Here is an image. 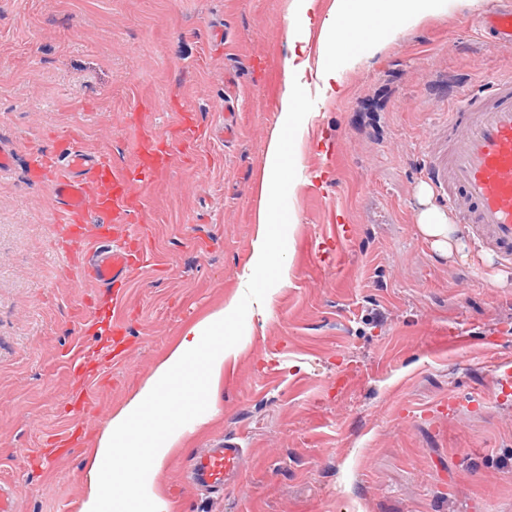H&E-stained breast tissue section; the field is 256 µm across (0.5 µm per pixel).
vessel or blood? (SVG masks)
Masks as SVG:
<instances>
[{"label": "vessel or blood", "instance_id": "1", "mask_svg": "<svg viewBox=\"0 0 512 512\" xmlns=\"http://www.w3.org/2000/svg\"><path fill=\"white\" fill-rule=\"evenodd\" d=\"M482 24L490 36L487 51L512 48V0H500ZM429 137L434 145L425 154L423 176L438 200L481 247L512 263V68L453 107ZM132 142L141 161L134 171L85 151L72 136L64 138L59 153L31 155L35 178L56 202L57 235L77 254L85 282L113 288L117 307L124 299L117 286L133 276L136 262L128 236L116 227L141 208L143 189L169 160L166 144L147 125H135ZM244 457L234 443H218L188 459V478L195 487L221 492L239 474Z\"/></svg>", "mask_w": 512, "mask_h": 512}]
</instances>
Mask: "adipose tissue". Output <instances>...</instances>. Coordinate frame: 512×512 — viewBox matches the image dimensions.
Segmentation results:
<instances>
[{"instance_id":"adipose-tissue-1","label":"adipose tissue","mask_w":512,"mask_h":512,"mask_svg":"<svg viewBox=\"0 0 512 512\" xmlns=\"http://www.w3.org/2000/svg\"><path fill=\"white\" fill-rule=\"evenodd\" d=\"M438 0H334L322 26L325 50L319 78L327 91L341 93L343 69L359 56H374L403 26L428 15ZM307 62L296 47L284 61L280 123L266 148L260 185L254 255L240 276L241 287L254 288L260 275L278 271L287 276L277 245V231L286 220L279 201L290 173L288 156L304 112ZM418 229L440 253L458 250V228L445 213L420 211ZM238 302L212 311L191 326L133 396L111 415L93 440L85 462L79 512H170L157 493H144L147 479L187 435V418L206 424L215 408L224 363L238 347L230 325Z\"/></svg>"}]
</instances>
